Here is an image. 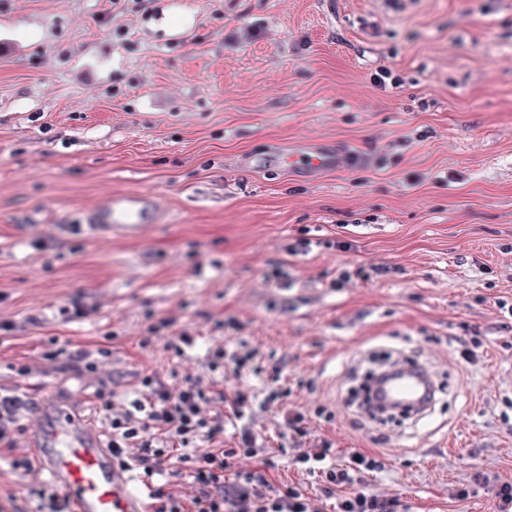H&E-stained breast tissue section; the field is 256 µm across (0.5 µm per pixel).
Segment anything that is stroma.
I'll return each instance as SVG.
<instances>
[{
    "label": "stroma",
    "instance_id": "obj_1",
    "mask_svg": "<svg viewBox=\"0 0 512 512\" xmlns=\"http://www.w3.org/2000/svg\"><path fill=\"white\" fill-rule=\"evenodd\" d=\"M386 68L400 85L373 86ZM310 140L339 148L338 168L270 163ZM136 193L160 222L83 228ZM511 244L512 0H0V386L31 404L21 453L45 385L88 415L98 382L178 386L245 339L303 382L292 402L334 412L312 427L336 448L385 453L381 484L409 512H493L485 489L452 502L448 487L512 475V316L495 305L512 301ZM183 332L193 345L166 349ZM473 336L468 366L457 341ZM53 337L107 345L110 363L42 372ZM394 348L427 358L447 396L428 423L372 431L347 384ZM47 480L0 465L15 512Z\"/></svg>",
    "mask_w": 512,
    "mask_h": 512
}]
</instances>
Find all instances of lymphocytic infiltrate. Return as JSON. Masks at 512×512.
I'll return each instance as SVG.
<instances>
[{"instance_id":"f902f5d3","label":"lymphocytic infiltrate","mask_w":512,"mask_h":512,"mask_svg":"<svg viewBox=\"0 0 512 512\" xmlns=\"http://www.w3.org/2000/svg\"><path fill=\"white\" fill-rule=\"evenodd\" d=\"M234 375H265L264 386L230 393L196 378L170 388L158 376H143L136 398L117 409L114 392L99 388L94 412L109 448L122 468L148 491L154 512H405L398 494L373 479L386 469L380 451L350 448L337 454L331 442L310 427L303 408L287 404L280 367L264 369L246 341L218 348L208 369ZM23 402L15 390L0 388V457L21 475L33 473L28 456L16 455L25 430ZM274 413L293 440L290 467L311 484L278 480L274 449L254 427L256 413ZM487 489L494 512H512V477L474 470L469 482L453 486L450 499L463 501L473 487Z\"/></svg>"}]
</instances>
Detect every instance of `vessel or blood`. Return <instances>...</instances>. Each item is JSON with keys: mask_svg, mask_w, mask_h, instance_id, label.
I'll use <instances>...</instances> for the list:
<instances>
[{"mask_svg": "<svg viewBox=\"0 0 512 512\" xmlns=\"http://www.w3.org/2000/svg\"><path fill=\"white\" fill-rule=\"evenodd\" d=\"M274 159L289 169L316 174L335 167L340 155L320 144L300 143L288 152L275 153ZM157 217L149 198L128 195L91 210L87 224L100 231L133 234ZM441 394L427 365L412 358L374 377L368 408L411 419L432 413ZM35 450L72 512H151L146 496L103 446L96 428L68 408H51L49 424L37 433Z\"/></svg>", "mask_w": 512, "mask_h": 512, "instance_id": "1", "label": "vessel or blood"}]
</instances>
